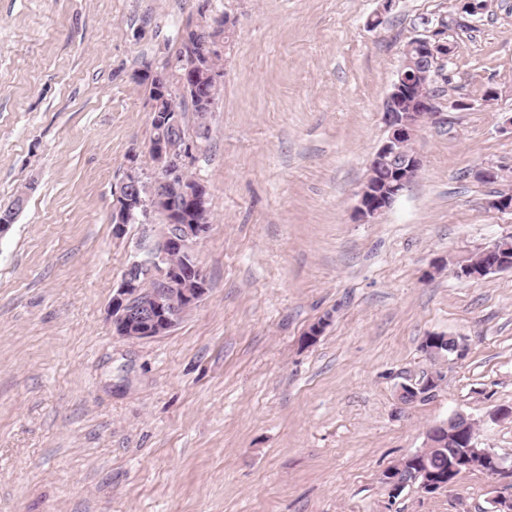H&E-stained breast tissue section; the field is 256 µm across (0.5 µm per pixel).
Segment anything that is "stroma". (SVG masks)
I'll return each mask as SVG.
<instances>
[{"instance_id":"35a3bbf8","label":"stroma","mask_w":512,"mask_h":512,"mask_svg":"<svg viewBox=\"0 0 512 512\" xmlns=\"http://www.w3.org/2000/svg\"><path fill=\"white\" fill-rule=\"evenodd\" d=\"M228 17L220 98L188 171L210 194L208 292L165 336L128 340L109 305L146 235L114 234L130 163L154 174L136 73ZM0 0V512H493L512 475L389 498L382 473L457 412L512 463V271L455 262L512 233V0L452 27L422 166L371 223L357 192L382 104L424 21L455 0ZM496 89L495 100L483 94ZM316 342L304 335L322 317ZM463 337L436 365L425 336ZM433 398L400 406L431 372ZM440 376L442 375H429L417 382L411 383H401L400 384V399L401 403L406 405V403L402 400L404 395L415 394V399H420L418 401H426L427 399H422L423 397L433 396L434 392L438 387V383L440 380Z\"/></svg>"}]
</instances>
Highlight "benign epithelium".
<instances>
[{
	"instance_id": "obj_1",
	"label": "benign epithelium",
	"mask_w": 512,
	"mask_h": 512,
	"mask_svg": "<svg viewBox=\"0 0 512 512\" xmlns=\"http://www.w3.org/2000/svg\"><path fill=\"white\" fill-rule=\"evenodd\" d=\"M227 21L223 18L200 23L185 30L182 39L193 34L199 48L173 64L146 67L136 77L152 87L151 123L155 135L149 143L158 175L147 180L140 169L128 167L112 209L113 230L122 234L132 221L147 219L151 214L163 217L165 224L152 236L143 259L135 258L127 266L120 286L112 295L110 316L115 333L138 340L165 336L183 315L207 293V280L197 264L194 248L211 233L212 225L202 219L208 210L209 191L196 179L186 178V159L194 142L183 129V116L175 93L181 98L214 109L216 97H204L201 89L220 84L222 70L216 46L224 39ZM447 29L438 25L428 35L416 37L405 49L406 59L398 72L382 107L385 137L374 153L369 174L357 192L355 212L369 222L382 215L410 186L421 168V159L404 146L416 140L424 120L438 113L433 77L451 55V44L445 38ZM413 71L407 79L405 69ZM184 256L181 264L170 262V256ZM512 270V244L504 237L480 251L474 260L464 258L453 268L458 277L480 280L492 273ZM447 344L434 337L424 339L422 350L433 360L448 361L446 351L463 347L458 338L445 337ZM440 376L429 375L417 382L400 384V395L421 399L434 395ZM468 416L456 412L448 420L432 427L426 447L444 436L452 424L458 425V451L448 458V471L472 464L478 458L491 474L506 472L503 460L485 448L476 446L474 434L466 430Z\"/></svg>"
}]
</instances>
